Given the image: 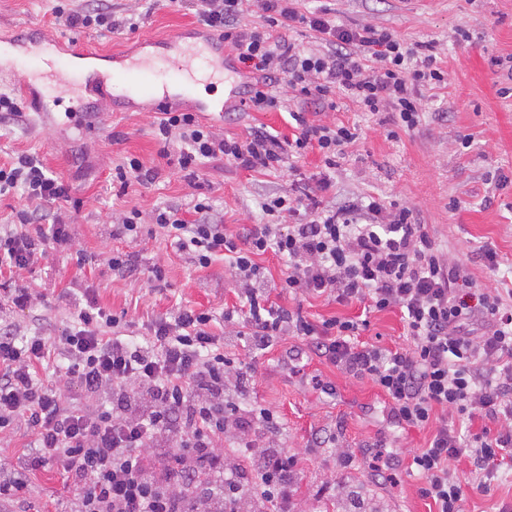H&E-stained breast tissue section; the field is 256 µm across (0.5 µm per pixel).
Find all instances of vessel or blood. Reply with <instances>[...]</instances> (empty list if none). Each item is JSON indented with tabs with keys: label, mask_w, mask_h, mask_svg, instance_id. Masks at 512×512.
Listing matches in <instances>:
<instances>
[{
	"label": "vessel or blood",
	"mask_w": 512,
	"mask_h": 512,
	"mask_svg": "<svg viewBox=\"0 0 512 512\" xmlns=\"http://www.w3.org/2000/svg\"><path fill=\"white\" fill-rule=\"evenodd\" d=\"M181 42L178 35L165 39L163 53L154 57L136 52L124 54L120 69L96 75L73 64L74 59L89 57V50L72 48L67 53L72 57L71 62H64L63 57L67 54L62 52L59 41L43 32L18 33L10 45L20 61L32 58L38 61L36 70L26 71L23 87L29 88L36 83L45 89L64 85L68 90L86 94L97 85L115 101L140 98L164 105L170 99V84L157 79V64H165L175 71L182 85L224 77V48L221 44L207 38L187 52L182 49Z\"/></svg>",
	"instance_id": "1"
}]
</instances>
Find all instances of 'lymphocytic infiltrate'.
<instances>
[{"label":"lymphocytic infiltrate","mask_w":512,"mask_h":512,"mask_svg":"<svg viewBox=\"0 0 512 512\" xmlns=\"http://www.w3.org/2000/svg\"><path fill=\"white\" fill-rule=\"evenodd\" d=\"M190 5L198 20L235 53L248 81L241 104L257 112L280 109L274 92L287 79L304 102L335 108V94L351 97L366 112H392L403 130L420 121L417 89L443 83L431 44L405 45L393 31L349 28L327 10L304 13L297 0H260L261 21L240 24L251 0H170ZM53 14L72 29L136 31L137 22L117 15L112 0H63ZM316 32L319 53L297 51L288 34ZM293 133L259 128L244 139L224 137L197 113L165 106L153 124L158 155L196 187L202 164L221 158L246 171H283L289 160L318 151L336 166L352 128L310 121L291 112ZM328 179L299 197L276 196L262 204L272 216L228 232L209 197L187 206H165L144 217L133 208L112 226L113 238L134 242L161 232L170 246L200 268L223 261L239 283L238 304L225 322H238L255 348L276 336H302L341 371L371 380L388 399L398 424L434 425L427 447L410 455L407 470L421 480L420 493L437 512H463L465 487L451 468L467 459L477 489L490 490L498 465L512 459V289L476 290L463 264L447 257L409 207L348 201L322 204ZM21 194L12 223L0 226V271L22 274L41 259L50 242L68 239L54 206L70 201V187L38 158L22 154L0 165V197ZM274 253L286 266L283 292L360 303L378 312L396 310L409 346L380 348L361 341L368 323L335 317L314 323L301 311L270 302L260 286L257 256ZM208 310L186 309L174 319L154 320L145 343L118 333L120 316L91 303L73 327L55 338L22 335L0 317V431L22 423L31 450L0 476V506L12 504L30 477L58 464L75 496L63 512H266L293 496L295 456L263 441L276 432L273 412L241 408L230 396L249 377L224 358V339ZM66 375L107 406L89 409L66 402L45 386L38 368L52 356ZM467 421L484 420L477 432L449 425L445 411ZM244 452L219 451L224 438Z\"/></svg>","instance_id":"lymphocytic-infiltrate-1"}]
</instances>
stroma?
Returning <instances> with one entry per match:
<instances>
[{"label":"stroma","mask_w":512,"mask_h":512,"mask_svg":"<svg viewBox=\"0 0 512 512\" xmlns=\"http://www.w3.org/2000/svg\"><path fill=\"white\" fill-rule=\"evenodd\" d=\"M119 12L134 11L137 31L109 33L73 30L55 20L53 0H0V38L19 30L42 27L69 47L83 40L95 54L99 71L114 68L116 56L139 50L144 35L168 38L177 33L200 39L207 30L194 14L167 5L166 0H115ZM330 7L337 24H373L409 42H431L447 80L437 87L419 88L421 119L416 128L390 137L394 129L388 112L371 114L337 96L335 109L318 113L325 123L356 126L358 140L334 169L320 155L307 153L292 176L245 171L216 159L206 164L202 191L223 214L229 231L265 223L261 204L279 195L297 196L313 178L328 177L322 192L332 206L364 196L397 201L413 209L418 223L427 225L449 258L462 263L481 288H496L501 275L512 273V0H300L301 11ZM466 25L468 39L457 34ZM230 81L207 86L221 94L222 110L202 113L204 123L242 139L256 127L290 134L287 111L239 112ZM54 95L61 103L53 112L36 111L34 99L23 126L0 123V163L21 153L35 154L63 177L79 212L63 206L67 242L54 246L45 259L16 276L0 274V290L26 285L42 293L34 306L13 309L12 320L29 334L42 331L57 337L71 328L87 301L122 316V333L144 334L152 320L174 317L179 310H209L222 315L237 298L223 262L196 267L163 236L120 244L112 224L120 213L138 208L143 214L184 204L190 187L181 173L164 168L155 184L134 185L118 194L112 170L123 157L134 155L148 166L160 165L152 135L156 107L146 100L112 102L106 96L89 98L86 114L75 119L65 87ZM121 141H113L112 132ZM124 247L135 256V269L115 276L109 260L113 249ZM93 253L95 265L79 271L70 254ZM494 252L495 265L485 254ZM164 278L154 281L153 268ZM302 313L313 322L336 316H366L364 342L381 347L408 343L398 311L363 314L357 304L341 305L326 297H310ZM224 356L253 373L241 396L244 408H267L282 423L279 444L300 459L295 483L297 512H431L419 492V481L406 470L409 453L425 447L433 426L402 427L371 381L341 372L298 336L277 337L265 350L254 349L246 338L225 336ZM57 469L37 472L30 479L20 512H36L51 499L67 497ZM464 512H512V461L504 462L490 492L470 490Z\"/></svg>","instance_id":"stroma-1"}]
</instances>
